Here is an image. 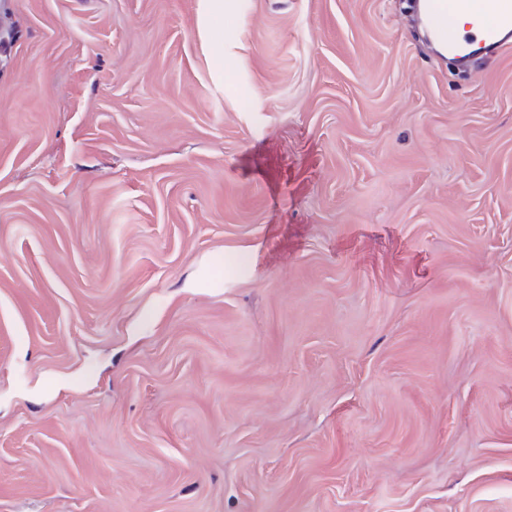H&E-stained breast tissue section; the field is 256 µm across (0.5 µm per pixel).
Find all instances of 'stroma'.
<instances>
[{
    "mask_svg": "<svg viewBox=\"0 0 512 512\" xmlns=\"http://www.w3.org/2000/svg\"><path fill=\"white\" fill-rule=\"evenodd\" d=\"M413 2L0 0V512H512V50Z\"/></svg>",
    "mask_w": 512,
    "mask_h": 512,
    "instance_id": "35a3bbf8",
    "label": "stroma"
}]
</instances>
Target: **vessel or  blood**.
<instances>
[{
    "instance_id": "obj_1",
    "label": "vessel or blood",
    "mask_w": 512,
    "mask_h": 512,
    "mask_svg": "<svg viewBox=\"0 0 512 512\" xmlns=\"http://www.w3.org/2000/svg\"><path fill=\"white\" fill-rule=\"evenodd\" d=\"M430 22L448 43L449 52L462 44L478 53L494 54L508 45L512 32V0H436Z\"/></svg>"
}]
</instances>
